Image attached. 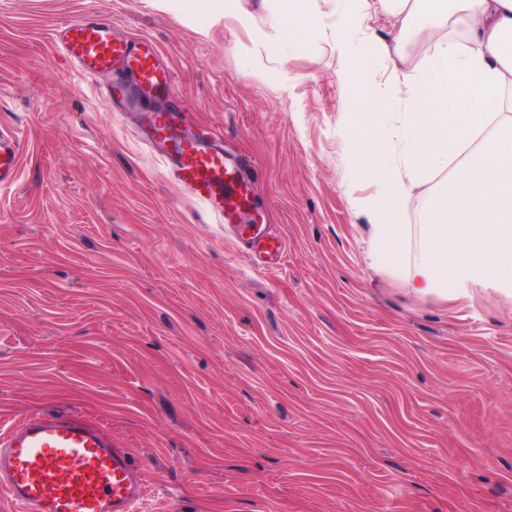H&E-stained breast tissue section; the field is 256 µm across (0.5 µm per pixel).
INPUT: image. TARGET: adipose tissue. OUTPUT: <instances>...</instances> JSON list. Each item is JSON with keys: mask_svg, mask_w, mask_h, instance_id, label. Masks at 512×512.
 Returning a JSON list of instances; mask_svg holds the SVG:
<instances>
[{"mask_svg": "<svg viewBox=\"0 0 512 512\" xmlns=\"http://www.w3.org/2000/svg\"><path fill=\"white\" fill-rule=\"evenodd\" d=\"M341 2L333 39L361 103L343 125L347 165L378 186L361 209L372 229L371 260L409 269L407 285L420 295L512 286V115L501 110L512 86V0H390L401 30L418 23L434 30L401 106L364 79L383 52L356 38L364 0ZM447 170L449 186L433 198L422 228L420 259L409 264V188Z\"/></svg>", "mask_w": 512, "mask_h": 512, "instance_id": "ef3b65f1", "label": "adipose tissue"}]
</instances>
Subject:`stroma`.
Wrapping results in <instances>:
<instances>
[{
  "mask_svg": "<svg viewBox=\"0 0 512 512\" xmlns=\"http://www.w3.org/2000/svg\"><path fill=\"white\" fill-rule=\"evenodd\" d=\"M0 0V129L23 146L0 189V426L74 408L155 491L144 512H512V292L415 296L369 257L341 125L338 0L281 41L283 0ZM99 16L176 74L185 130L252 163L285 242L250 252L168 173L54 43ZM382 43L370 77L406 99L429 34ZM438 180L407 204L408 252Z\"/></svg>",
  "mask_w": 512,
  "mask_h": 512,
  "instance_id": "1",
  "label": "stroma"
}]
</instances>
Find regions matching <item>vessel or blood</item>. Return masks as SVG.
<instances>
[{
  "label": "vessel or blood",
  "mask_w": 512,
  "mask_h": 512,
  "mask_svg": "<svg viewBox=\"0 0 512 512\" xmlns=\"http://www.w3.org/2000/svg\"><path fill=\"white\" fill-rule=\"evenodd\" d=\"M54 38L85 77H119L121 89L143 98L173 90L174 74L155 45L120 35L106 20L60 23ZM138 133L162 149L175 181L218 223L235 225L256 258L281 262L284 241L258 224L243 160L188 135L175 109H142ZM19 161L18 141L0 132L1 188L17 182ZM0 493L18 512H139L150 489L127 451L83 414L65 410L24 416L0 433Z\"/></svg>",
  "instance_id": "1"
}]
</instances>
